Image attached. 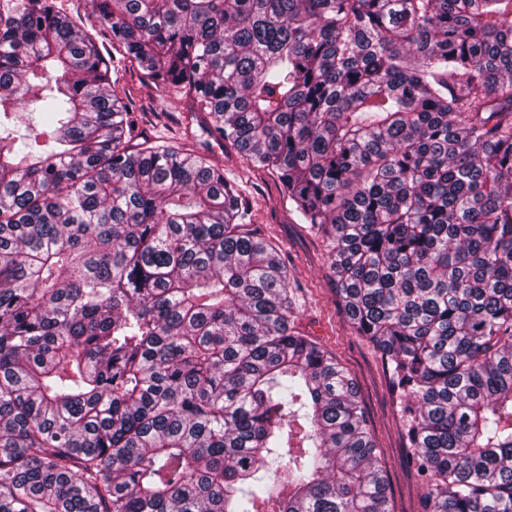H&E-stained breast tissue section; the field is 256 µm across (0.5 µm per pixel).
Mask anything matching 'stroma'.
<instances>
[{"instance_id": "1", "label": "stroma", "mask_w": 512, "mask_h": 512, "mask_svg": "<svg viewBox=\"0 0 512 512\" xmlns=\"http://www.w3.org/2000/svg\"><path fill=\"white\" fill-rule=\"evenodd\" d=\"M120 83L130 94L134 119L145 136L176 149L193 145L241 187L252 205L254 228L279 247L288 267L295 332L317 340L358 386L390 486L391 512H421L424 488L407 465L401 405L379 352L356 334L341 311L326 244L284 199L274 172L246 161L233 145L216 141L201 126L193 127L192 137L181 135L177 120L185 100L144 84L132 67L121 71Z\"/></svg>"}]
</instances>
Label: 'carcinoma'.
I'll return each mask as SVG.
<instances>
[{
    "instance_id": "carcinoma-1",
    "label": "carcinoma",
    "mask_w": 512,
    "mask_h": 512,
    "mask_svg": "<svg viewBox=\"0 0 512 512\" xmlns=\"http://www.w3.org/2000/svg\"><path fill=\"white\" fill-rule=\"evenodd\" d=\"M0 5V512H390L278 250L55 0ZM274 171L403 402L425 512H512V0H90ZM35 103L39 119L25 117Z\"/></svg>"
}]
</instances>
